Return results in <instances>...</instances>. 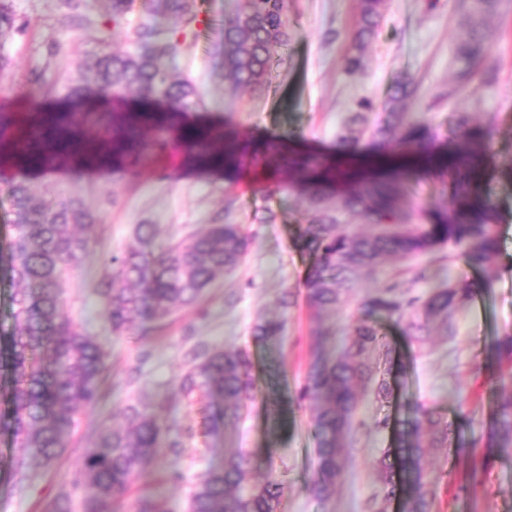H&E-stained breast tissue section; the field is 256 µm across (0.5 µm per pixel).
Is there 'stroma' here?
Listing matches in <instances>:
<instances>
[{"mask_svg": "<svg viewBox=\"0 0 512 512\" xmlns=\"http://www.w3.org/2000/svg\"><path fill=\"white\" fill-rule=\"evenodd\" d=\"M470 2L387 0L381 28L364 49L363 66L351 74L345 58L357 0H288L290 41L273 59L269 87L233 95L216 65L224 18L235 0H202L204 23L197 34H182L172 69L178 80L195 86L198 119L230 124L258 140L290 135L319 153L335 148L338 132L360 111L361 100L372 103L364 112L367 125L381 122L392 85L406 78L417 86L416 113L439 135L447 133L449 113H467L477 131L495 116L497 129L487 142L488 173L501 251L490 271L449 258L444 247L413 261L390 257L374 275L359 277L336 312L318 317L304 298L311 258L300 244L305 212L290 173L270 182L246 176L231 182L221 172L190 169L167 157L139 171L33 178L43 194L81 198L96 218L83 265L66 275L61 295L73 323L91 336L108 337L95 288L111 274L112 256L137 247V225H152L156 247L215 222L241 225L251 243L245 262L218 278L194 306L164 323L147 321L124 336L108 337L105 399L77 414L60 456L50 465L33 466L24 491L0 485V512H44L59 493L74 491L82 480L80 458L96 429L122 423V409L141 395L151 403L163 437L127 496L126 512H134L144 493L165 500L169 512H186L193 483L223 461L225 450L237 448L249 452L258 479L286 481L283 512H364L378 489L376 458L391 442L390 430L376 429L372 421L402 418L410 401L454 420L466 438H485L495 390L512 389V366L486 360L491 342L512 332V179L504 176L512 169V0H498L484 26L492 80L478 76L461 86L452 46L467 25ZM10 5L19 27L0 39V54L10 59L9 69L0 73V111L18 112L27 106L34 80L60 84L99 44L94 30L62 23L63 0H10ZM450 281L469 286L473 294L455 309L449 336L434 323L429 336L407 337L401 326L359 307L364 296L387 282L397 284L400 294L420 296ZM286 291L297 298L285 310L278 299ZM280 318L285 330L279 342L255 339L258 322ZM363 318L379 326L396 351L391 383L397 397L382 401L373 391L362 392L354 417L356 438L343 450L346 478L324 503L307 490L316 467L315 445L307 433L313 405L300 399L299 390L316 332L328 330L325 347L339 346L350 326ZM202 346L246 352L257 387L237 428L217 436L207 430L208 398L175 391L188 353ZM179 434L187 444L177 455L169 443ZM425 465L441 476L436 512H512V458L487 464L471 484L463 480L454 453L428 449Z\"/></svg>", "mask_w": 512, "mask_h": 512, "instance_id": "1", "label": "stroma"}]
</instances>
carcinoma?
<instances>
[{
    "label": "carcinoma",
    "mask_w": 512,
    "mask_h": 512,
    "mask_svg": "<svg viewBox=\"0 0 512 512\" xmlns=\"http://www.w3.org/2000/svg\"><path fill=\"white\" fill-rule=\"evenodd\" d=\"M469 25L456 44L457 78L470 82L487 71L483 16L493 0H472ZM132 0H109L107 29L126 20ZM65 17L88 26L81 0H64ZM145 18L127 40L133 50L103 51L84 64L81 76L69 83L60 100L64 107L45 111L37 106L19 118L0 112V165L26 171L57 172L74 167L94 169L112 164L137 169L157 155H180L184 165L224 169L235 180L245 172L271 176L284 169L304 180L307 225L300 234L303 250L312 258L304 287L316 312L334 311L356 288L360 273L373 272L388 256L403 258L432 253L448 246L476 269H486L500 252L498 215L488 186L486 133L472 131L466 115L456 116L448 141L458 150H437L439 135L421 121H410L397 107L415 93L412 81L396 84L393 105L370 137L387 150L392 143L407 146L404 154L387 152L375 164L361 165L360 141L366 127L357 114L337 136L336 156L298 151L282 143L259 144L241 139L222 126L191 125L187 113L197 105L196 89L176 81L170 64L178 57L181 39L162 28L174 16L183 32L200 22L199 0H141ZM385 0H358L355 54L347 70L357 72L361 52L376 35ZM15 26V15L0 0V36ZM289 41L286 0H238L235 13L224 19V59L219 64L224 84L232 91L260 92L270 84L274 54ZM105 131L101 139L89 130ZM421 169L439 187L440 201L418 209H403L400 201L412 172ZM13 208L12 235L0 254V277L13 285V325L0 341V434L19 453L0 470L18 489L27 481L31 463L49 464L66 447L74 416L103 396L107 379L106 343L82 333L63 308L59 281L68 270L82 266L89 237L74 232L93 229L94 217L70 196L46 197L26 178L9 182ZM369 224L360 233L350 218ZM249 250L241 225L210 224L203 233L163 245L156 253L131 249L111 259L112 274L97 289L105 324L120 336L147 319L162 322L177 310L193 306L218 276L237 268ZM470 288L452 285L423 296L401 297L386 285L366 296L361 307L405 323L407 335L425 336L433 319L453 331L448 312L471 295ZM282 320H265L253 333L260 342L283 336ZM498 362L512 361V333L493 346ZM394 367L392 348L379 330L365 320L350 327L339 354L316 351L305 373L300 399L313 402L310 432L316 446L317 468L309 493L328 501L346 475L342 448L352 434L359 406L358 390L372 387L382 400L392 397L387 376ZM178 390L185 396L206 394L217 407L209 427L229 428L241 418L256 386L247 355L215 347L183 375ZM129 427L103 424L92 447L80 461L83 475L78 499L59 494L51 512H122L131 484L150 466L162 435L151 408L141 402L126 405ZM394 448L377 461L379 487L369 512H384L382 504L403 498L404 512H432L438 477L423 465L429 448H455L463 455L478 447L464 442L459 427L426 405L415 402L410 416L394 429ZM492 457H512V391L497 395L485 448L473 459L471 479ZM285 483L253 478V463L240 450L224 452V463L207 469L194 483L188 512H282ZM136 512H167L148 494L137 500Z\"/></svg>",
    "instance_id": "cac0c4a2"
}]
</instances>
